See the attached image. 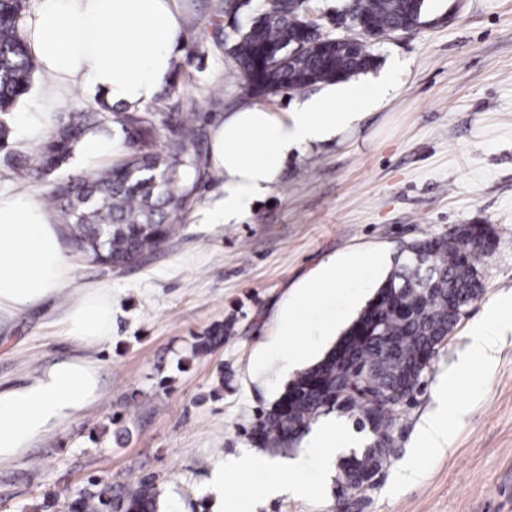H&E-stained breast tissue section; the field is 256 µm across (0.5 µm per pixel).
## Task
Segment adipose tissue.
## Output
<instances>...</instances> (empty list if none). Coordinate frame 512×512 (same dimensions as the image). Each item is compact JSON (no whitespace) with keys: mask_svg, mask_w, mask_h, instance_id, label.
Returning <instances> with one entry per match:
<instances>
[{"mask_svg":"<svg viewBox=\"0 0 512 512\" xmlns=\"http://www.w3.org/2000/svg\"><path fill=\"white\" fill-rule=\"evenodd\" d=\"M183 21L176 0H36L22 35L41 80L17 109L15 139L43 142L54 113L82 91L108 104L141 107L171 79ZM387 93L384 83H339L288 112L251 105L227 113L210 135V167L223 180L216 223L239 220L246 204L268 194L291 153L330 141ZM117 136L91 131L75 148L81 170L92 172L119 156ZM62 228L26 190L0 188V312L21 313L71 281ZM70 336L94 347L112 337V291L90 288L66 312ZM512 327L489 312L469 334L470 348L493 365ZM100 397L92 362L71 357L22 385L0 388V465L8 464Z\"/></svg>","mask_w":512,"mask_h":512,"instance_id":"ef3b65f1","label":"adipose tissue"}]
</instances>
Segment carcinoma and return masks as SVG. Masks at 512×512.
<instances>
[{
  "instance_id": "obj_1",
  "label": "carcinoma",
  "mask_w": 512,
  "mask_h": 512,
  "mask_svg": "<svg viewBox=\"0 0 512 512\" xmlns=\"http://www.w3.org/2000/svg\"><path fill=\"white\" fill-rule=\"evenodd\" d=\"M301 0H266L230 47L241 73L244 95L349 81L375 67L367 46L355 53L327 46V37L309 25ZM26 0H0V116L12 111L30 89L36 64L25 49L21 20ZM425 0H345L342 19L363 21L369 31L417 29ZM314 44L288 60V45ZM122 133L118 159L80 178L51 180L47 198L63 234L78 255L110 268L139 264L180 230V213L190 202L206 169L200 144L204 121L191 112H157L105 101L63 112L40 149L12 165L23 179L60 171L89 131ZM484 240L483 249L474 242ZM492 229L467 224L446 237L407 245L374 298L344 330L340 340L353 346L347 362L331 347L297 373L271 406L259 414L250 441L260 448H293L311 425L337 412L355 417L368 443L341 461L337 494L350 496L383 474L400 451L406 407L420 391L439 347L461 319L460 311L483 291L479 260L493 246ZM224 341L218 326L191 345L193 357ZM390 409L382 414L380 397ZM70 512H159L153 482L139 479L121 491L102 480L89 482Z\"/></svg>"
}]
</instances>
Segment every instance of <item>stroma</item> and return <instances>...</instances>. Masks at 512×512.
<instances>
[{
  "label": "stroma",
  "instance_id": "obj_1",
  "mask_svg": "<svg viewBox=\"0 0 512 512\" xmlns=\"http://www.w3.org/2000/svg\"><path fill=\"white\" fill-rule=\"evenodd\" d=\"M221 0H178L182 39L171 83L184 112L208 125L259 104L291 110L321 87L244 96L238 67L211 38ZM375 68L358 83L389 80L388 96L351 131L290 154L266 198L238 222L216 224L221 181L209 175L181 219L179 234L146 262L122 270L73 259L70 284L24 313L0 317V384L39 375L57 360L84 356L102 396L82 415L0 467V512H69L89 480L121 489L151 478L162 512H334L337 475L306 443L276 454L255 449L249 432L291 380L317 360L358 316L393 270L402 245L487 224L493 249L482 258L480 297L438 350L415 400L397 460L361 512H512V333L493 366L469 349L487 306L509 300L512 318V0H427L421 25L382 37ZM363 255L346 269L341 294L300 299L332 259ZM112 290V340L88 348L67 335L64 314L86 289ZM298 333H281L284 313ZM223 325V345L190 357L195 337ZM454 381H446L448 371ZM449 439L438 452L417 444L438 409ZM129 437L116 440L118 429ZM258 451L294 461L292 471L226 474L224 500L209 481L224 458ZM415 482L400 486V464ZM310 492L263 495L276 478Z\"/></svg>",
  "mask_w": 512,
  "mask_h": 512
}]
</instances>
